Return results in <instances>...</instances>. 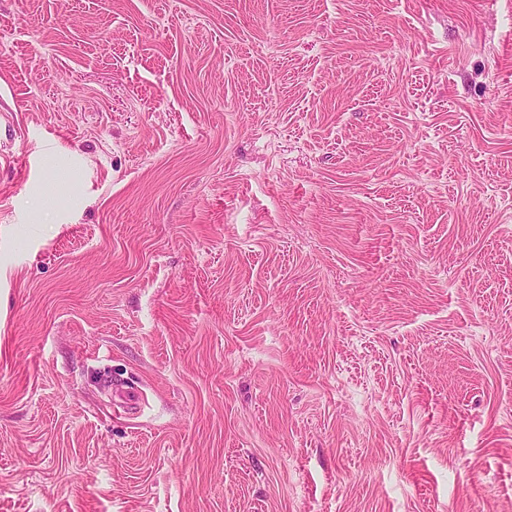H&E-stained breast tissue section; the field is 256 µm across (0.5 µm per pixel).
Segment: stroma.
Wrapping results in <instances>:
<instances>
[{
  "label": "stroma",
  "mask_w": 512,
  "mask_h": 512,
  "mask_svg": "<svg viewBox=\"0 0 512 512\" xmlns=\"http://www.w3.org/2000/svg\"><path fill=\"white\" fill-rule=\"evenodd\" d=\"M0 512H512V0H0Z\"/></svg>",
  "instance_id": "35a3bbf8"
}]
</instances>
